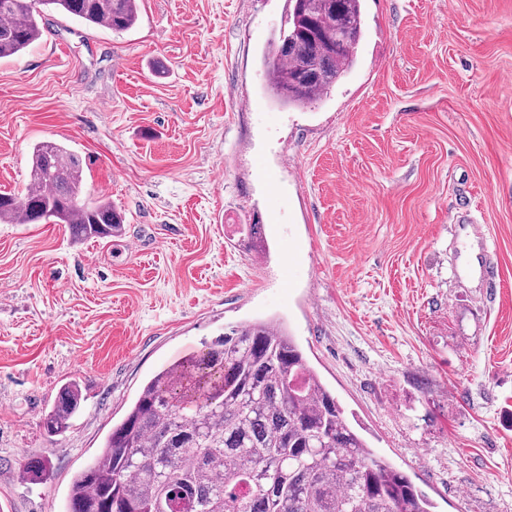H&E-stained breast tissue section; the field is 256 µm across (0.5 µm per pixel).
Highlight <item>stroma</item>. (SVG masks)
<instances>
[{"instance_id": "obj_1", "label": "stroma", "mask_w": 512, "mask_h": 512, "mask_svg": "<svg viewBox=\"0 0 512 512\" xmlns=\"http://www.w3.org/2000/svg\"><path fill=\"white\" fill-rule=\"evenodd\" d=\"M139 7L120 35L46 12L0 59V192L52 140L126 217L82 242L0 224V512H66L144 381L268 318L434 512H512V0H364L354 67L304 109L265 89L288 0ZM462 205L493 287L464 272ZM31 456L51 479L23 478ZM81 406L79 383L70 381L58 391L52 407L44 414L43 427L54 436L65 433Z\"/></svg>"}]
</instances>
